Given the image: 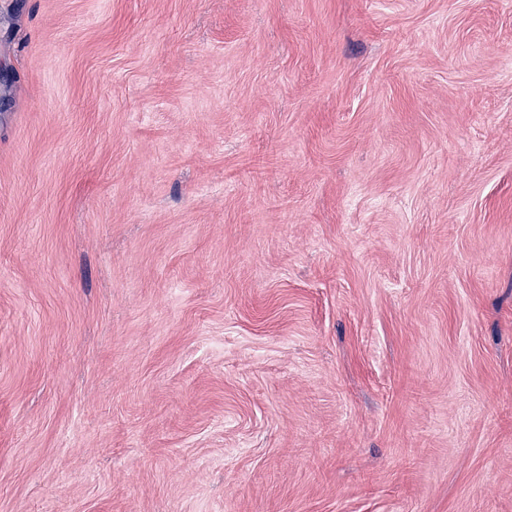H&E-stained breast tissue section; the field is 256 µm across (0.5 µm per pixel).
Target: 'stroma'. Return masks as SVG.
Instances as JSON below:
<instances>
[{"label": "stroma", "instance_id": "stroma-1", "mask_svg": "<svg viewBox=\"0 0 512 512\" xmlns=\"http://www.w3.org/2000/svg\"><path fill=\"white\" fill-rule=\"evenodd\" d=\"M0 512H512V0H0Z\"/></svg>", "mask_w": 512, "mask_h": 512}]
</instances>
